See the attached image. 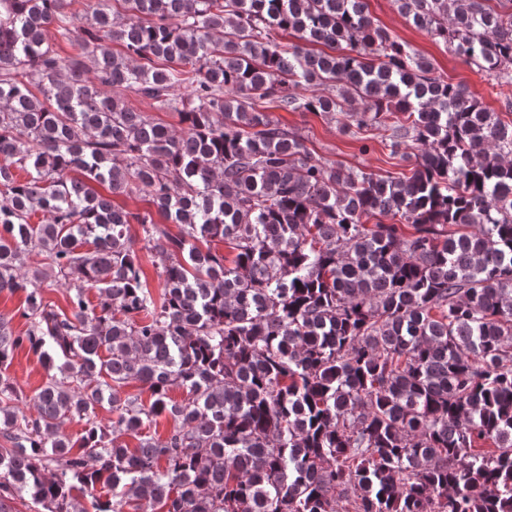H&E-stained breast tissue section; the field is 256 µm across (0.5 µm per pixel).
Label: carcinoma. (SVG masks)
<instances>
[{"label":"carcinoma","mask_w":512,"mask_h":512,"mask_svg":"<svg viewBox=\"0 0 512 512\" xmlns=\"http://www.w3.org/2000/svg\"><path fill=\"white\" fill-rule=\"evenodd\" d=\"M92 2L0 0V292L27 319L0 317V366L26 347L48 372L32 413L0 372V512H512V121L367 0ZM394 2L512 84V0ZM272 103L415 163L344 171ZM126 103L137 112H145L155 122L162 123L177 131L181 128L178 117L175 113L158 108L152 103V101L139 97L133 93H129L126 96ZM24 296L22 294L0 293V317L10 320V326L17 333L25 328V320L20 313L23 308Z\"/></svg>","instance_id":"1"}]
</instances>
